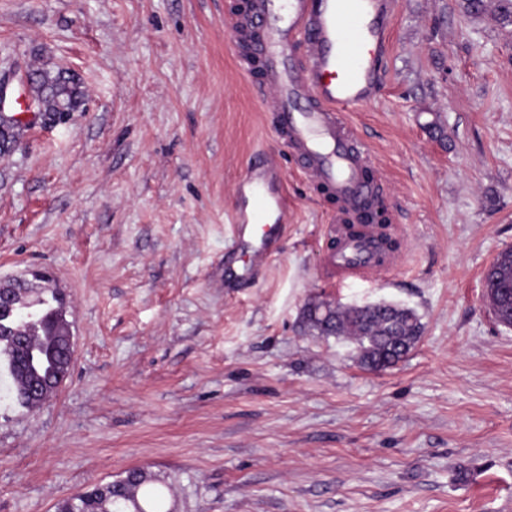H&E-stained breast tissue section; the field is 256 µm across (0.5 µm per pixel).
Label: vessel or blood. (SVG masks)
<instances>
[{"label":"vessel or blood","mask_w":512,"mask_h":512,"mask_svg":"<svg viewBox=\"0 0 512 512\" xmlns=\"http://www.w3.org/2000/svg\"><path fill=\"white\" fill-rule=\"evenodd\" d=\"M397 0H250L236 20L246 43L237 64L261 67L254 90L284 152L302 174L339 202L330 215L325 274L339 281L383 270V237L368 219L380 202L369 173V146L346 116L380 96L391 50ZM285 172L275 156L248 160L232 192L236 247L250 253L243 270L224 279L247 282L278 254L288 222Z\"/></svg>","instance_id":"1"}]
</instances>
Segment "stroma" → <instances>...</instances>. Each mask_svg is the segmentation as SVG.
Wrapping results in <instances>:
<instances>
[{
	"label": "stroma",
	"mask_w": 512,
	"mask_h": 512,
	"mask_svg": "<svg viewBox=\"0 0 512 512\" xmlns=\"http://www.w3.org/2000/svg\"><path fill=\"white\" fill-rule=\"evenodd\" d=\"M388 81L349 124L368 142L393 268L322 275L335 199L298 159L260 278L224 285L233 186L278 153L243 74L234 0H0V78L60 71L84 96L0 140V286L42 268L75 361L41 407L0 400V512L132 468L173 512H512V329L483 276L512 247V23L465 0H398ZM414 309L419 342L362 368L308 303Z\"/></svg>",
	"instance_id": "stroma-1"
}]
</instances>
